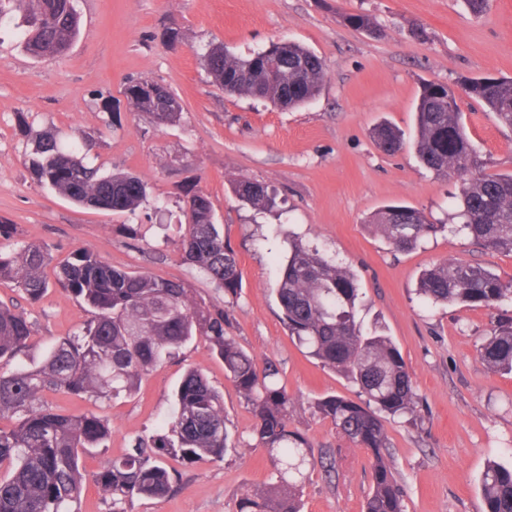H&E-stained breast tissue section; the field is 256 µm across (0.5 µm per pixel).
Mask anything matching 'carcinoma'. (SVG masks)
Masks as SVG:
<instances>
[{"instance_id":"carcinoma-1","label":"carcinoma","mask_w":512,"mask_h":512,"mask_svg":"<svg viewBox=\"0 0 512 512\" xmlns=\"http://www.w3.org/2000/svg\"><path fill=\"white\" fill-rule=\"evenodd\" d=\"M23 12L20 37L34 58L64 56L79 33L73 0H0ZM342 22L370 31L374 23L363 13L345 14ZM249 56L224 50L216 59L206 53L202 66L212 82L232 96L268 102L281 109L298 108L315 99L326 79L322 58L299 43L280 39ZM308 65L304 82H285L294 64ZM462 93L512 129V78H471ZM124 93L132 109L157 125L181 120L180 98L154 81H130ZM459 96L440 83L422 86L417 112L415 151L437 175L458 184L462 221L473 241L490 252L512 253V172L488 174L469 139ZM387 152L406 148L387 123L373 130ZM29 169L36 181L73 204L117 212H133L147 199V184L129 172L103 174L83 162L92 144L64 148L49 132L35 135ZM234 195L256 210L273 211L277 192L245 178L231 181ZM188 223L177 249L181 260L199 268L236 299L241 289L238 259L216 223L210 196L186 192ZM371 223L396 252L415 249L442 231L426 214L406 205L376 213ZM16 234L0 224V283L14 285L31 301L54 285L87 307L80 330L61 337L43 361L0 372V512H78L83 485V456L103 448L111 434L108 419L94 413L66 414L46 405L47 391L110 403L134 395L151 370L201 339L224 363L230 381L250 408L256 445L268 451L276 480L246 492L238 512H301L307 469L315 465L309 444L289 428L292 399L279 383L280 369L248 354L227 327V310L194 294L185 283L147 272L115 268L88 250H76L54 261L51 248L7 243ZM418 295L427 305L496 308L512 301V279L473 263L444 259L425 270ZM275 301L293 341L322 366L347 376L364 396L355 402L327 396L314 408L344 438L372 454V488L364 512H405L404 495L389 460L390 440L380 414L415 411L411 372L393 340L366 330L358 320L363 296L354 272L327 259L318 248L297 238L289 250L275 289ZM33 343L28 316L0 302V360L12 359ZM479 358L490 370L512 373V318L499 320L480 345ZM232 447L224 418V398L198 371L190 370L174 392L169 421L149 439L138 438L123 456L102 464L94 481L112 512H128L136 498H163L179 488V473L169 466L222 461ZM481 492L485 512H512V467L491 464Z\"/></svg>"}]
</instances>
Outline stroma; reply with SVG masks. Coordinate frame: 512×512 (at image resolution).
<instances>
[{"mask_svg":"<svg viewBox=\"0 0 512 512\" xmlns=\"http://www.w3.org/2000/svg\"><path fill=\"white\" fill-rule=\"evenodd\" d=\"M80 35L60 58L35 59L19 37L23 14L0 18V224L16 227L21 243H44L54 257L86 248L126 271L185 282L216 304L224 293L198 268L184 264L155 227L154 206L181 220L188 190L207 193L216 219L237 254L240 296L229 314L231 333L258 360H272L294 408L291 426L314 456L332 458V474L311 470L303 512H362L372 484L371 455L338 435L315 413L317 399H358V388L297 347L276 305L286 246L276 229L316 245L350 267L364 295L359 316L392 337L409 366L417 393L414 415H383L406 512H485L480 483L489 462L512 465V374L493 372L478 357L492 321L512 316V303L464 309L422 304V271L443 259L482 263L512 277V253L482 250L463 230L430 237L415 250L391 251L366 221L403 203L437 224H451L456 187L422 166L413 150L389 155L371 129L387 121L415 135V110L426 82L458 86L465 78H512V0H492L474 17L465 0H73ZM370 15L374 31H358L343 15ZM178 40H170L169 29ZM304 44L326 64L319 95L300 108L230 96L201 65L213 44L246 55L270 42ZM162 83L183 104L181 120L158 126L133 111L129 80ZM469 133L487 173L512 172V131L478 105L464 108ZM57 133L62 143L86 137L89 164L141 176L146 205L112 213L79 208L41 186L28 167L27 131ZM277 188L282 201L259 212L237 200L233 179ZM140 224L147 234L121 230ZM0 301L17 302L34 324L25 363L39 361L55 339L86 319L83 305L60 288L40 300L0 284ZM200 370L224 395L235 442L223 460L182 471V488L160 499L134 500L131 512H237L241 496L270 482L268 453L256 447L254 418L224 377V364L203 341L146 375L138 394L111 404L47 394L54 410L92 412L110 421L106 447L85 461L79 512H112L92 474L122 456L136 438L153 434L169 417L172 389L187 369Z\"/></svg>","mask_w":512,"mask_h":512,"instance_id":"35a3bbf8","label":"stroma"}]
</instances>
